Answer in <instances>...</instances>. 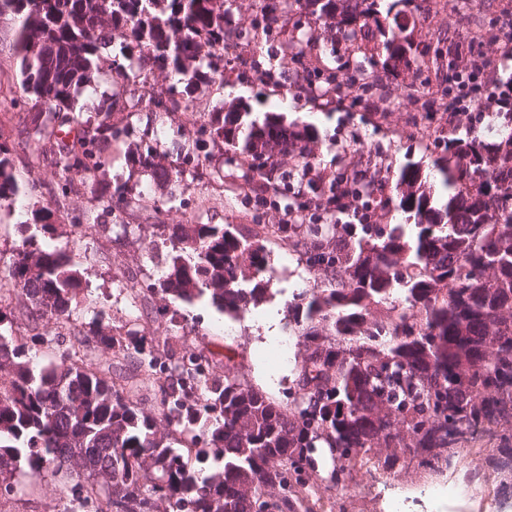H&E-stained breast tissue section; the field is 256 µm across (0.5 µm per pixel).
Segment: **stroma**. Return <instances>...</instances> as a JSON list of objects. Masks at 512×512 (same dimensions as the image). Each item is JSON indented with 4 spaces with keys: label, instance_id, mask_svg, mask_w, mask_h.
I'll return each instance as SVG.
<instances>
[{
    "label": "stroma",
    "instance_id": "obj_1",
    "mask_svg": "<svg viewBox=\"0 0 512 512\" xmlns=\"http://www.w3.org/2000/svg\"><path fill=\"white\" fill-rule=\"evenodd\" d=\"M17 26L14 17L0 18V135L8 137L16 147L15 174L26 196L20 204L10 199L0 200V279L8 278L17 247L24 238L19 226L22 205H29L33 210L56 206L58 220L52 244L75 255L88 273L87 299L75 312L79 322L89 323L94 314L100 312L105 322L118 330L134 327L140 335L149 336L159 321L175 318L183 322L187 335L174 342L169 365L180 363L184 352L192 350L210 360L216 377H223L228 365L240 372H249L248 351L259 343L262 326H253L238 344L231 346L214 333L224 317L213 307L204 302L193 305L174 303L158 294L152 297L142 318L133 324L128 319L129 309L118 278L125 271L133 273L142 282L157 277L162 262L147 260L143 248L149 242L159 240L158 225L245 224L254 212L259 213L262 223L271 224L281 220V210L275 206L258 210L247 195L227 193L226 184L232 183L239 174L233 166L225 167L223 180L199 181L188 177L174 189L166 184H151L148 176H138V188L150 190L161 202L154 211L110 215L87 189L70 196L64 205H56L51 159L45 155L40 160H33L34 149L28 138L26 115L11 105L12 99L22 93L13 51ZM220 67L224 71L223 85L202 86L191 104L198 114V123H186L179 111L160 116L159 122L166 129H181L182 142L188 143L199 137V122L213 109L243 103L255 112H271L276 101L285 96L289 99L288 118L302 117L320 133L319 140L310 145L317 166L336 171L341 148L354 139L366 143L365 148L355 155L362 164L388 160L398 167L406 163L407 149L413 143L406 112L399 110L388 120L377 121L360 107L315 104L305 93L289 94L287 84L274 77L259 80L258 70L273 74L278 70L276 54L267 44L238 45ZM173 192L177 193L178 201L171 205L167 199ZM77 219L87 225V232L74 228L73 222ZM113 224L129 225L130 230L126 236L115 237L109 230ZM467 470L464 458L460 457L437 475L436 484L451 483L459 487L457 496L437 504L417 494L415 486L390 485L389 475L384 471H377L372 477L358 471L334 488L336 512H351L358 502L365 505L367 512H388V502L394 497L405 499L409 512H512V499L505 501L497 496L494 478L482 477L471 483L465 479ZM74 482L72 476L49 471L35 476H16L13 491L0 487V512H53L58 502L70 495Z\"/></svg>",
    "mask_w": 512,
    "mask_h": 512
}]
</instances>
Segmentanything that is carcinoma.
Segmentation results:
<instances>
[{
  "mask_svg": "<svg viewBox=\"0 0 512 512\" xmlns=\"http://www.w3.org/2000/svg\"><path fill=\"white\" fill-rule=\"evenodd\" d=\"M266 14L249 28L231 26L224 0H0V16L22 18L14 40L29 133L53 157L60 203L89 187L107 211L148 206L150 198L116 182L98 189V173L115 143L133 134V109H189L200 84L223 80L213 52L259 27L283 30L277 41L289 87L313 101L338 100L350 70L357 100L415 108V129L435 123L444 98L419 104L421 91L400 73L429 68L438 49L411 39L418 18L412 0H294L315 21L336 29L330 62L313 58L311 23L292 16L289 0H265ZM478 35L480 0L454 10ZM119 54L102 49L112 35ZM178 76L166 95L138 94L103 103L95 115L76 98L97 75L128 92L153 69ZM205 137L177 160L147 144L124 153L127 167L176 185L186 167L198 178L224 179L215 153L242 169L245 190L279 169L269 157L310 162L317 129L281 112L235 105L207 114ZM429 166L408 161L393 173L400 191L371 200L390 224H271V234L298 246L296 264L318 276L317 287L288 301L286 321L300 342V370L288 400L213 379L198 404L183 398L181 380L157 369L170 329L147 339L109 327L87 334L73 312L85 298V272L68 252L42 245L56 212L42 207L23 226L9 275L28 300L33 322L68 324L80 345L103 347L102 366L64 350L39 371L29 367L28 340L0 318V480L17 474H87L75 501L94 512H312L319 481L334 485L359 467L435 465L463 443L501 473L500 495L512 494V72L503 68L495 104L435 137ZM14 147L0 137V199H16ZM309 199L336 193V182L313 184ZM158 283L146 285L185 304L208 301L230 314L269 294L261 275L265 237L247 224H172ZM135 362L160 376L157 407L135 403L122 377ZM198 433L188 462L176 433ZM218 465L204 474L210 463Z\"/></svg>",
  "mask_w": 512,
  "mask_h": 512,
  "instance_id": "carcinoma-1",
  "label": "carcinoma"
}]
</instances>
